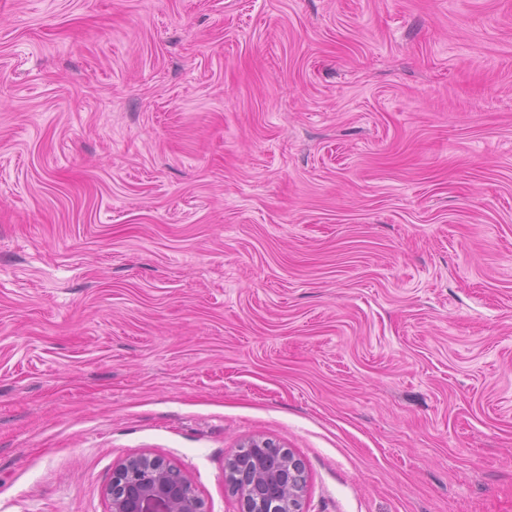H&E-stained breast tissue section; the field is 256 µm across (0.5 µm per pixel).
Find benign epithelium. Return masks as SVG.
Wrapping results in <instances>:
<instances>
[{"instance_id":"7a95c632","label":"benign epithelium","mask_w":512,"mask_h":512,"mask_svg":"<svg viewBox=\"0 0 512 512\" xmlns=\"http://www.w3.org/2000/svg\"><path fill=\"white\" fill-rule=\"evenodd\" d=\"M224 481L242 512H302L303 463L273 440L239 446L224 466ZM110 512H206L202 498L177 466L157 457L127 459L105 488Z\"/></svg>"}]
</instances>
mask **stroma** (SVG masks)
I'll return each mask as SVG.
<instances>
[{
	"mask_svg": "<svg viewBox=\"0 0 512 512\" xmlns=\"http://www.w3.org/2000/svg\"><path fill=\"white\" fill-rule=\"evenodd\" d=\"M255 437L512 512V0H0V512Z\"/></svg>",
	"mask_w": 512,
	"mask_h": 512,
	"instance_id": "stroma-1",
	"label": "stroma"
}]
</instances>
